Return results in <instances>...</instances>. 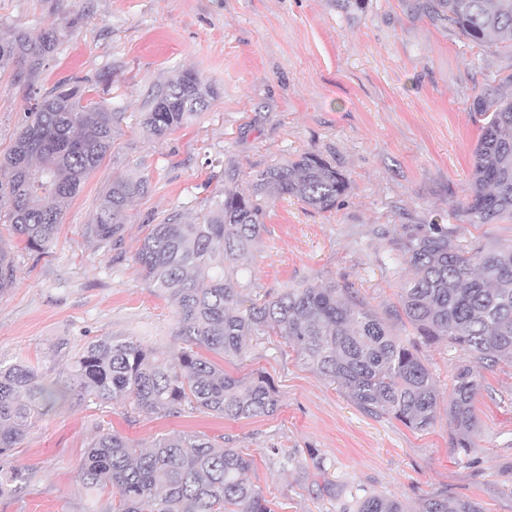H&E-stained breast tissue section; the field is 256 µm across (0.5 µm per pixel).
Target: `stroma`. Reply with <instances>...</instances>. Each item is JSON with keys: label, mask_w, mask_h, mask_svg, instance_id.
I'll use <instances>...</instances> for the list:
<instances>
[{"label": "stroma", "mask_w": 512, "mask_h": 512, "mask_svg": "<svg viewBox=\"0 0 512 512\" xmlns=\"http://www.w3.org/2000/svg\"><path fill=\"white\" fill-rule=\"evenodd\" d=\"M51 27L65 38L34 85L0 74V156L33 88L45 94L83 79L119 120L110 151L65 206L45 252L24 249L0 223L17 268L14 285L0 292V362H25L60 384L83 347L106 335L161 354L175 349V304L147 286L134 262L147 226L173 212L196 221L212 196L308 151L343 171L350 189L329 211L262 196L265 229L239 262L246 296L333 281L411 341L412 328L395 314L412 276L401 248L407 235L444 224L463 245L512 242V220L469 224L459 212L480 133L469 107L512 74V51L474 46L421 14L416 0H0V36ZM182 68L216 94L187 126L155 139L142 115ZM107 71L111 83L98 85ZM127 175L147 177L150 188L130 204L121 242L99 246L85 228L112 180ZM420 352L441 393L425 432L364 414L275 335L252 338L244 359L212 357L234 377L270 380L280 407L268 417H161L68 392L13 450L25 480L0 497V512H103L112 490L90 495L79 478L100 427L143 448L174 432L227 439L252 458L248 478L279 512H342L368 493L414 507L434 495L469 498L482 512H512V363L480 370L478 433L462 454L451 446L447 399L462 355L443 343ZM313 452L326 466L318 475Z\"/></svg>", "instance_id": "obj_1"}]
</instances>
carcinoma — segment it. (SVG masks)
<instances>
[{
    "label": "carcinoma",
    "mask_w": 512,
    "mask_h": 512,
    "mask_svg": "<svg viewBox=\"0 0 512 512\" xmlns=\"http://www.w3.org/2000/svg\"><path fill=\"white\" fill-rule=\"evenodd\" d=\"M422 10L446 20L467 41L512 50V0H425ZM63 34L55 28L33 38L17 29L0 38V71L34 84ZM512 77L494 93L477 97L480 123L471 191L461 208L470 224L512 219ZM90 87L65 80L46 95H34L14 144L0 158V219L24 247L43 251L56 234L65 204L112 147L116 113L87 98ZM210 86L194 70L178 72L154 95L143 126L157 139L188 124L207 107ZM350 188L348 177L315 152L262 171L246 188H231L210 200L197 223L173 212L148 225L135 263L150 288L176 302L175 336L181 346L160 356L129 338L103 336L76 357L73 388L99 403L128 401L161 416L199 410L231 420L273 415L277 392L262 377L224 373L201 351L240 358L250 336L285 340L318 375L337 384L370 416H389L424 432L436 420L438 384L418 347L394 335L386 321L358 302L352 291L330 282L286 288L245 304L238 261L264 230L258 197L275 191L318 211L336 207ZM143 176L122 177L101 196L87 237L112 245L124 230L127 208L144 194ZM413 279L400 289L407 322L427 345L441 340L467 358L456 365L448 399L452 447H474L473 400L480 382L474 364L512 362V243L460 244L445 224H430L403 243ZM11 251L0 246V291L13 286ZM60 391L47 386L29 365L0 363V496L25 480L5 466L41 409ZM252 460L205 434L174 433L138 448L121 434L99 429L80 469L91 491L108 487L117 502L111 512H275L248 479ZM342 512H481L470 499L448 505L440 495L419 510L397 499L366 494Z\"/></svg>",
    "instance_id": "carcinoma-1"
}]
</instances>
